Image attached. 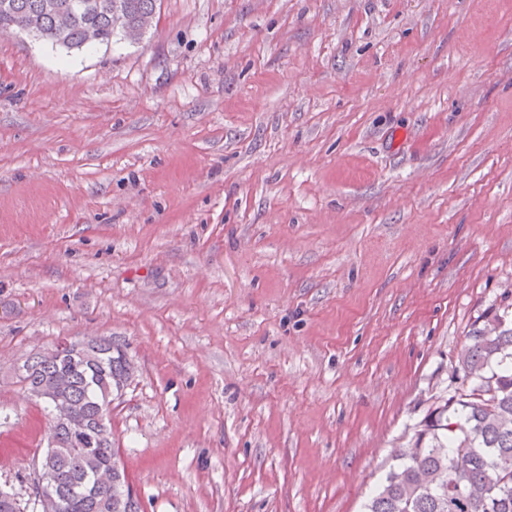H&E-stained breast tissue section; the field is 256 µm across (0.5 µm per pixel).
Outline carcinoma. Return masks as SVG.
I'll list each match as a JSON object with an SVG mask.
<instances>
[{"label":"carcinoma","instance_id":"1","mask_svg":"<svg viewBox=\"0 0 512 512\" xmlns=\"http://www.w3.org/2000/svg\"><path fill=\"white\" fill-rule=\"evenodd\" d=\"M158 0H0V34L34 24V35L67 49L84 47L93 30L99 42L118 35L114 16L133 25L156 12ZM67 16L65 28L60 17ZM509 307L473 328L459 359L467 388L453 391L420 422L413 445L399 448L385 481L363 512H512V324ZM22 381L48 404L55 384L63 403L82 412V434L58 428L61 447L51 461L55 512H142L133 492L112 423L97 430L101 414L123 396L135 367L108 337L70 343L65 355H40L24 365ZM112 469V488L95 484L98 470Z\"/></svg>","mask_w":512,"mask_h":512}]
</instances>
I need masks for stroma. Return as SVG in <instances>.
<instances>
[{
  "label": "stroma",
  "mask_w": 512,
  "mask_h": 512,
  "mask_svg": "<svg viewBox=\"0 0 512 512\" xmlns=\"http://www.w3.org/2000/svg\"><path fill=\"white\" fill-rule=\"evenodd\" d=\"M512 303V0H160L137 43L0 34V488L17 369L109 336L144 512H362Z\"/></svg>",
  "instance_id": "35a3bbf8"
}]
</instances>
